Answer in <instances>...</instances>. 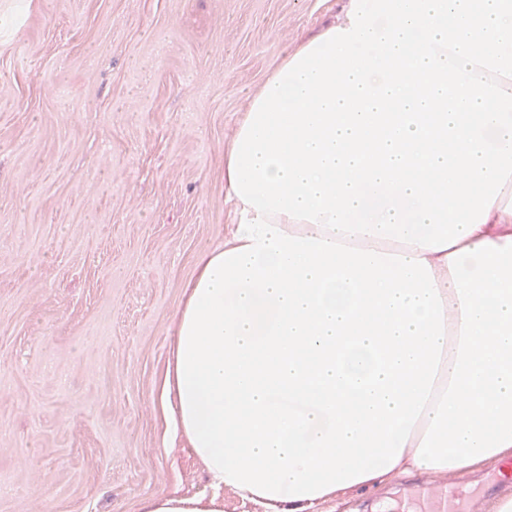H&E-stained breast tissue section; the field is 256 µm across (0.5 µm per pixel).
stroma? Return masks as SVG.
<instances>
[{
    "label": "stroma",
    "mask_w": 512,
    "mask_h": 512,
    "mask_svg": "<svg viewBox=\"0 0 512 512\" xmlns=\"http://www.w3.org/2000/svg\"><path fill=\"white\" fill-rule=\"evenodd\" d=\"M339 0H0V512H138L210 487L160 391L224 150ZM414 475L337 512H419ZM492 512L491 470L452 481Z\"/></svg>",
    "instance_id": "1"
}]
</instances>
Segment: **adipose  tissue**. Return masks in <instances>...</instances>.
Listing matches in <instances>:
<instances>
[{"label":"adipose tissue","mask_w":512,"mask_h":512,"mask_svg":"<svg viewBox=\"0 0 512 512\" xmlns=\"http://www.w3.org/2000/svg\"><path fill=\"white\" fill-rule=\"evenodd\" d=\"M224 186L164 389L214 486L319 512L512 472V0H345L252 95Z\"/></svg>","instance_id":"obj_1"}]
</instances>
